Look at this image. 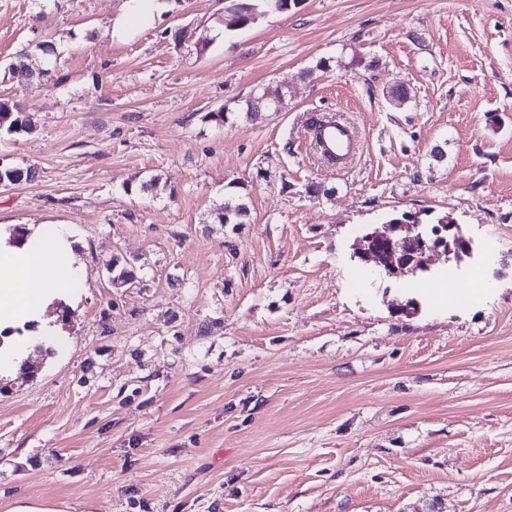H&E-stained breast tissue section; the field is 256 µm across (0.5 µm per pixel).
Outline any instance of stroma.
<instances>
[{"mask_svg":"<svg viewBox=\"0 0 512 512\" xmlns=\"http://www.w3.org/2000/svg\"><path fill=\"white\" fill-rule=\"evenodd\" d=\"M166 2L118 39L127 0H0V100L36 125L0 131V167L37 172L0 228L70 225L83 273L33 374L0 367V512H512V0H300L228 35L225 0ZM315 113L352 124L351 162L313 150ZM238 195L248 223L213 222ZM404 212L472 258L355 257ZM475 269L489 290L450 297Z\"/></svg>","mask_w":512,"mask_h":512,"instance_id":"stroma-1","label":"stroma"}]
</instances>
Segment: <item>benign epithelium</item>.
<instances>
[{"label":"benign epithelium","mask_w":512,"mask_h":512,"mask_svg":"<svg viewBox=\"0 0 512 512\" xmlns=\"http://www.w3.org/2000/svg\"><path fill=\"white\" fill-rule=\"evenodd\" d=\"M365 242L360 256L375 261L390 279L429 272L439 252L457 264L472 254L471 242L450 218L433 228L411 220L387 224L384 231L366 235Z\"/></svg>","instance_id":"1"}]
</instances>
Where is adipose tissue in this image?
Listing matches in <instances>:
<instances>
[{"instance_id": "1", "label": "adipose tissue", "mask_w": 512, "mask_h": 512, "mask_svg": "<svg viewBox=\"0 0 512 512\" xmlns=\"http://www.w3.org/2000/svg\"><path fill=\"white\" fill-rule=\"evenodd\" d=\"M165 8L164 0H130L125 17L112 27L113 37L152 27ZM71 237L66 224L42 228L16 243L0 236V320L13 322L40 311L50 296L75 283Z\"/></svg>"}]
</instances>
